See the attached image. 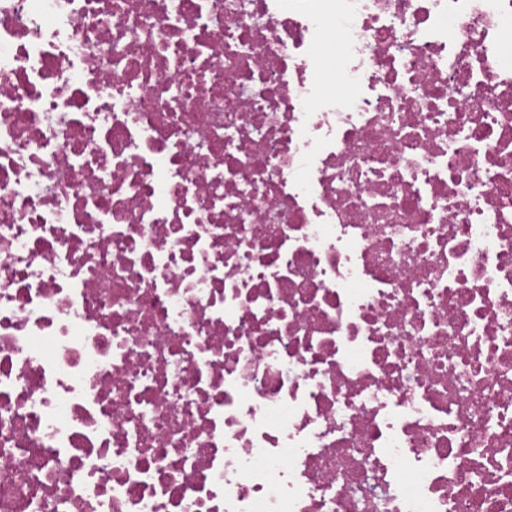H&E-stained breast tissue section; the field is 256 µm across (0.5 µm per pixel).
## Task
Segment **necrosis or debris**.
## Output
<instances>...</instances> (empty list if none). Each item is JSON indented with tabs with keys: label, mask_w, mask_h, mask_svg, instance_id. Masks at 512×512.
<instances>
[{
	"label": "necrosis or debris",
	"mask_w": 512,
	"mask_h": 512,
	"mask_svg": "<svg viewBox=\"0 0 512 512\" xmlns=\"http://www.w3.org/2000/svg\"><path fill=\"white\" fill-rule=\"evenodd\" d=\"M511 40L0 0V512H512Z\"/></svg>",
	"instance_id": "4bbe7bcc"
}]
</instances>
